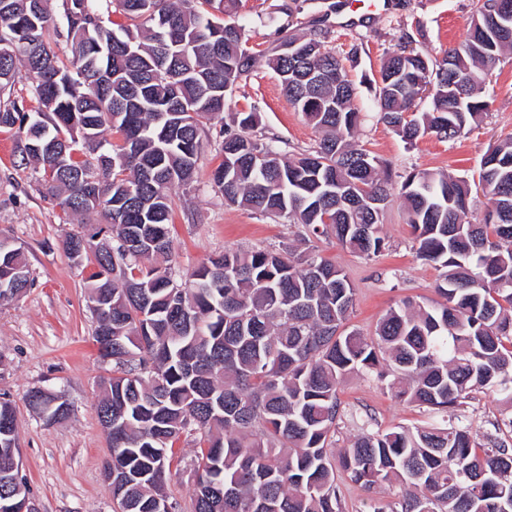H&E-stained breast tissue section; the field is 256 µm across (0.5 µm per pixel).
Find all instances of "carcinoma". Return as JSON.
I'll return each instance as SVG.
<instances>
[{
    "label": "carcinoma",
    "instance_id": "obj_1",
    "mask_svg": "<svg viewBox=\"0 0 512 512\" xmlns=\"http://www.w3.org/2000/svg\"><path fill=\"white\" fill-rule=\"evenodd\" d=\"M238 2L62 0L58 16L50 0H0V129L64 214L95 213L112 232L110 245L72 234L62 248L93 265L89 302L105 306L94 340L112 337L97 412L112 411L113 505L178 512L169 459L196 434L193 512H345L338 467L369 488L407 486L372 512H512V448L480 443L456 414L488 390L512 408V134L484 154L475 185L430 170L395 182L358 138L363 113L327 32L285 38L302 54L265 63L321 138L288 154L254 134L258 113H230L213 173L224 202L369 258L385 248L379 224L397 195L416 256L440 270L441 302H404L368 338L345 327L356 292L342 269L285 242L171 277L170 190L193 182L203 137L259 60ZM114 10L131 25L112 29ZM509 50L512 0H478L441 58L405 45L383 60L379 120L410 144L460 137L489 110L481 85ZM23 79L33 109L13 96ZM474 187L487 199L478 224ZM3 278L13 291L0 304L31 285L22 247L0 250ZM384 363L395 396L449 414L446 426L364 431L336 449L340 382ZM28 494L23 478L0 475V512Z\"/></svg>",
    "mask_w": 512,
    "mask_h": 512
}]
</instances>
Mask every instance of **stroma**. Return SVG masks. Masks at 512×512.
Returning <instances> with one entry per match:
<instances>
[{
  "mask_svg": "<svg viewBox=\"0 0 512 512\" xmlns=\"http://www.w3.org/2000/svg\"><path fill=\"white\" fill-rule=\"evenodd\" d=\"M318 2L240 0L239 11L254 19L251 44L266 56L285 36L311 33L319 24L327 29V41L343 56L363 108L359 139L393 175L414 168L476 175L489 146L512 134V53L482 89L491 102L489 111L460 138L427 136L410 145L376 117V81L386 55L408 41L423 54L441 55L464 38L475 0H386V7L377 10L370 0H345L340 13L324 23L318 20ZM229 109L257 112L263 136L284 142L293 152L312 149L320 139L319 132L288 103L278 77L263 63L237 89ZM14 151L13 134L0 131V237L22 246L32 277L21 296L0 305V392L15 405L21 474L39 512H112V494L103 475L110 448L96 412L99 384L111 375L112 365L100 358L92 339L95 317L86 288L89 271L62 249L66 235H92L100 219L90 215L81 223H64L61 210L42 185L40 171L17 165ZM221 160L219 129L214 126L203 140L193 183L171 190L175 280H185L194 268L227 248L290 242L302 249L314 248L343 269L356 289L348 325L364 335H373L380 317L402 302L427 306L436 300L439 272L417 258V243L401 199L391 200L380 226L385 249L363 258L335 239L308 237L301 225L226 205L212 181ZM38 388L66 399L70 414L46 423L26 401L28 392ZM339 399L344 414L336 434L340 447L364 428L386 431L446 423L442 414L398 401L386 381L373 373L347 376L339 386ZM460 415L479 442L493 436L512 448V428L506 425L512 409L493 395L474 393ZM197 451L193 438L181 439L171 461L168 490L179 512H193ZM336 483L346 512H371L376 501H395L402 492L395 483L369 490L343 473Z\"/></svg>",
  "mask_w": 512,
  "mask_h": 512,
  "instance_id": "obj_1",
  "label": "stroma"
}]
</instances>
